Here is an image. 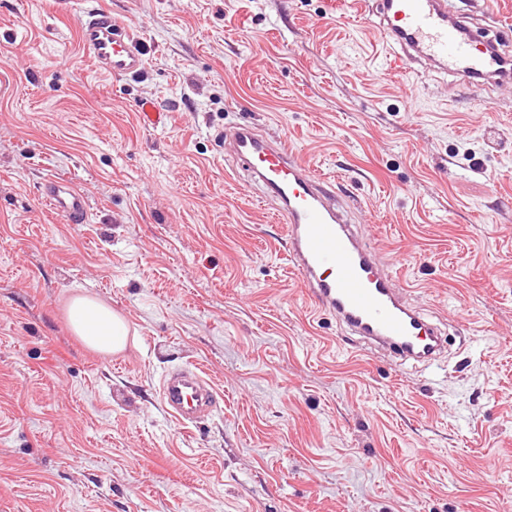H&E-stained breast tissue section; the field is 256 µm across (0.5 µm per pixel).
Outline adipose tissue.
<instances>
[{
	"label": "adipose tissue",
	"instance_id": "adipose-tissue-1",
	"mask_svg": "<svg viewBox=\"0 0 512 512\" xmlns=\"http://www.w3.org/2000/svg\"><path fill=\"white\" fill-rule=\"evenodd\" d=\"M73 332L102 353L121 351L128 336L125 319L107 305L87 296L74 297L67 309Z\"/></svg>",
	"mask_w": 512,
	"mask_h": 512
}]
</instances>
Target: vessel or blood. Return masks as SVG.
Returning a JSON list of instances; mask_svg holds the SVG:
<instances>
[{
  "label": "vessel or blood",
  "mask_w": 512,
  "mask_h": 512,
  "mask_svg": "<svg viewBox=\"0 0 512 512\" xmlns=\"http://www.w3.org/2000/svg\"><path fill=\"white\" fill-rule=\"evenodd\" d=\"M380 14L384 39L400 51L398 68L408 69L420 59L469 81L512 80V61L453 16L447 0H381ZM77 35L107 76H134L146 66L136 32L110 9L83 10ZM233 138L240 160L281 203L278 218L288 232L289 258L308 296L366 344L406 361L435 365L441 337L425 313L403 301L396 275L379 266L359 226L345 219L331 180L317 174L287 142L264 140L249 125H237ZM43 193L70 223L86 222V202L77 188L50 181ZM159 397L183 425L211 414L215 403L212 385L193 369L165 374Z\"/></svg>",
  "instance_id": "1"
}]
</instances>
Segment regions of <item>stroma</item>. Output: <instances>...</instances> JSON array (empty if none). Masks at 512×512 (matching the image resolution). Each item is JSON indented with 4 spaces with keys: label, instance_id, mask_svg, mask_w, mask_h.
<instances>
[{
    "label": "stroma",
    "instance_id": "stroma-1",
    "mask_svg": "<svg viewBox=\"0 0 512 512\" xmlns=\"http://www.w3.org/2000/svg\"><path fill=\"white\" fill-rule=\"evenodd\" d=\"M99 2L138 76L97 71L84 0H0V512H512V84L396 72L342 0ZM451 4L512 55V0ZM238 123L335 180L445 322L441 365L312 310ZM79 295L124 317L121 352L73 333ZM193 366L221 400L186 426L159 386ZM43 193L49 205L64 214L72 224H83L88 218L87 206L83 194L67 182L50 181L43 187Z\"/></svg>",
    "mask_w": 512,
    "mask_h": 512
}]
</instances>
